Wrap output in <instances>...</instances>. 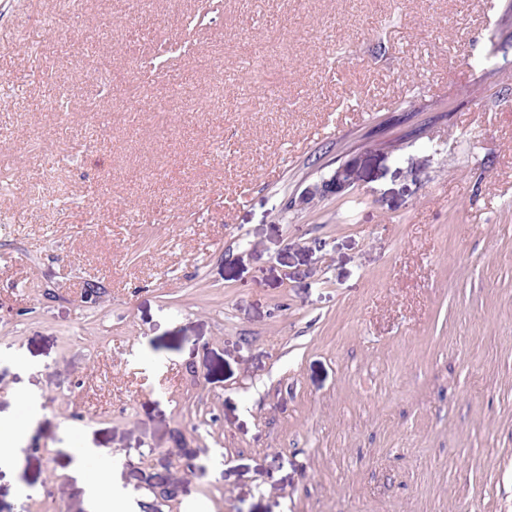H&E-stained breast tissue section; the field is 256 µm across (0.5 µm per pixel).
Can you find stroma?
I'll list each match as a JSON object with an SVG mask.
<instances>
[{
    "mask_svg": "<svg viewBox=\"0 0 512 512\" xmlns=\"http://www.w3.org/2000/svg\"><path fill=\"white\" fill-rule=\"evenodd\" d=\"M203 4L0 0V512H512V0ZM350 174L345 165H339L329 179L323 180L307 189L302 196V201L310 200L317 195H326L344 190L349 184ZM8 427L10 429L7 436H5L4 440L0 443V461L10 460L14 454V442L19 438L23 437L29 429L28 422H22L17 420H10L8 422H2L1 420V428Z\"/></svg>",
    "mask_w": 512,
    "mask_h": 512,
    "instance_id": "1",
    "label": "stroma"
}]
</instances>
